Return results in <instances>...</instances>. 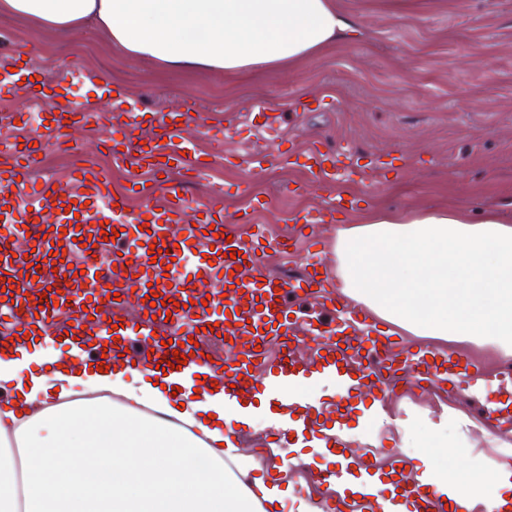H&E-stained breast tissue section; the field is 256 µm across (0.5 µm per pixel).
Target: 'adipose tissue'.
<instances>
[{"instance_id": "adipose-tissue-1", "label": "adipose tissue", "mask_w": 512, "mask_h": 512, "mask_svg": "<svg viewBox=\"0 0 512 512\" xmlns=\"http://www.w3.org/2000/svg\"><path fill=\"white\" fill-rule=\"evenodd\" d=\"M1 12L60 32L89 25L128 56L206 71L293 66L357 34L338 0H0ZM332 253L338 288L400 334L480 340L512 359V224L494 210L475 222L459 208L372 209L337 227ZM103 363L0 344V512H319L225 453V423L251 424L256 407L225 406L220 386L197 398L187 382L177 396L172 380ZM417 460L487 506L512 493V481L488 486Z\"/></svg>"}]
</instances>
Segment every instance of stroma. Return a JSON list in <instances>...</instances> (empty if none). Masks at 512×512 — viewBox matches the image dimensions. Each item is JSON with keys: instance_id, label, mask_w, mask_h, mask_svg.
Listing matches in <instances>:
<instances>
[{"instance_id": "stroma-1", "label": "stroma", "mask_w": 512, "mask_h": 512, "mask_svg": "<svg viewBox=\"0 0 512 512\" xmlns=\"http://www.w3.org/2000/svg\"><path fill=\"white\" fill-rule=\"evenodd\" d=\"M363 35L337 42L292 66L251 74L160 69L125 56L89 28L58 33L23 16L0 14L8 49L28 53L34 69L57 80L69 68L94 71L100 82L80 80L72 99L100 112L99 129L85 135L94 166L118 181L100 129L112 121L103 82L123 85L148 109L161 112L192 99L202 122L186 132L208 153L271 159L261 178L247 166L214 163L207 179L184 181L189 202L203 205L213 187H224L228 212L258 197L267 205L249 211L276 234L293 231L300 214L329 211L323 243L337 225L354 223L365 208L411 211L468 209L479 220L494 207L512 218V0H342ZM281 115L278 138L251 123L259 107ZM321 142L335 151L369 152L385 170L344 178L353 208L336 207V187L311 176L303 147ZM448 405L439 390L405 393L391 406L411 419L413 438L427 433L423 418L437 419Z\"/></svg>"}]
</instances>
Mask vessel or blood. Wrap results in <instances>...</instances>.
I'll use <instances>...</instances> for the list:
<instances>
[{
  "label": "vessel or blood",
  "instance_id": "1",
  "mask_svg": "<svg viewBox=\"0 0 512 512\" xmlns=\"http://www.w3.org/2000/svg\"><path fill=\"white\" fill-rule=\"evenodd\" d=\"M0 60L27 78L28 98L41 105L46 122L43 135L0 151V337L70 336L88 355L113 342L151 371L181 353L187 363L178 377L223 384L225 401H276L282 424L272 432L273 447L300 440L313 458L333 450L332 466L311 471L323 488L322 512H396L406 499L417 512H485L466 487L452 483L443 490L418 479L395 453L387 468L375 467L369 449L331 445L325 431L344 430L358 395L371 398L364 418H379L396 391L433 384L447 386L456 399L484 386L490 403L484 428L512 429V375H498L497 358L395 340L386 325L338 293L322 255L324 212L301 217L307 271L270 275L266 252L290 251L293 238L245 230L244 218L226 215L221 198L196 211L183 195L182 176L206 166L184 138L192 103L148 114L126 90L105 86L112 97V156L130 169L128 184L84 166L65 184L30 187L44 140L75 142L77 131L95 125V111L78 101L58 106L68 95L66 81L34 74L22 54L6 52ZM303 156L316 179L336 182L338 155L314 143ZM136 186L142 198L133 211ZM114 229L119 235L105 265L96 253ZM153 248L158 256H150ZM153 296L159 306H151ZM218 337L232 354L222 367L209 359ZM273 340L285 355L270 362L265 348ZM325 379L334 389L326 406L313 395Z\"/></svg>",
  "mask_w": 512,
  "mask_h": 512
}]
</instances>
